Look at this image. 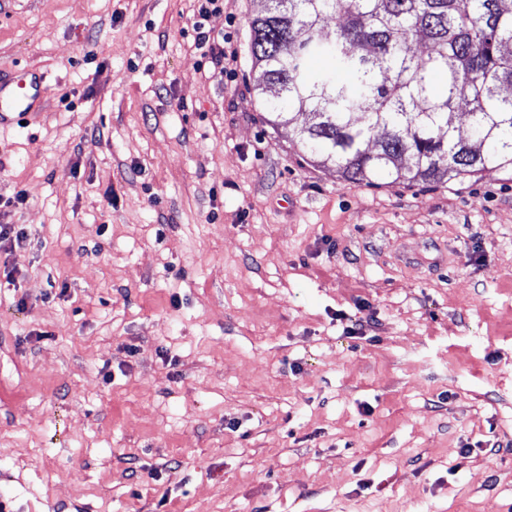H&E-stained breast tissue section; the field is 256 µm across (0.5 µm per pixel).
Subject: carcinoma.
<instances>
[{
  "instance_id": "obj_1",
  "label": "carcinoma",
  "mask_w": 512,
  "mask_h": 512,
  "mask_svg": "<svg viewBox=\"0 0 512 512\" xmlns=\"http://www.w3.org/2000/svg\"><path fill=\"white\" fill-rule=\"evenodd\" d=\"M266 2L249 22L255 90L267 123L291 129L313 161L370 186L512 172V4ZM333 22L336 38L325 41L320 29ZM461 101L466 138L450 121Z\"/></svg>"
}]
</instances>
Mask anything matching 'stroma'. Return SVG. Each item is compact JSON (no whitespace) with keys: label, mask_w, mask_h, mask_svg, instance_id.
Instances as JSON below:
<instances>
[{"label":"stroma","mask_w":512,"mask_h":512,"mask_svg":"<svg viewBox=\"0 0 512 512\" xmlns=\"http://www.w3.org/2000/svg\"><path fill=\"white\" fill-rule=\"evenodd\" d=\"M195 8L0 0L45 77L0 125V501L512 512V174L342 180L264 119L262 0L223 77Z\"/></svg>","instance_id":"1"}]
</instances>
